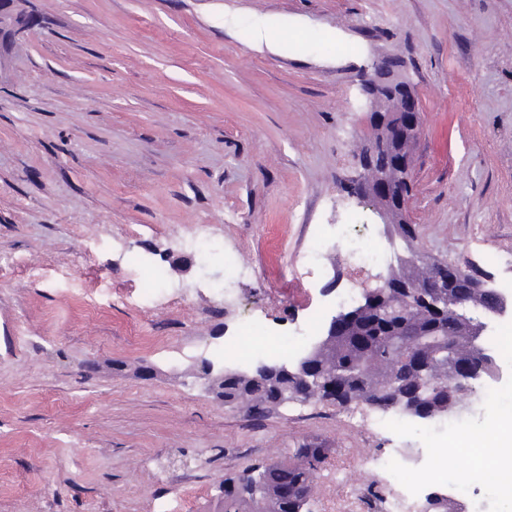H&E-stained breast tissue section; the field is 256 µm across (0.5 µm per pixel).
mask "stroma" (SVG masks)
Returning <instances> with one entry per match:
<instances>
[{
	"mask_svg": "<svg viewBox=\"0 0 512 512\" xmlns=\"http://www.w3.org/2000/svg\"><path fill=\"white\" fill-rule=\"evenodd\" d=\"M0 64V512H215L225 478L320 448L306 512H384L376 458L459 475L456 437L292 405L255 419L192 373L220 330L291 335L325 286L376 280L326 225L389 247L347 197L359 78L399 55L419 98L409 219L432 258L512 285V0H13ZM266 26L270 44L257 41ZM203 229L202 260L186 238ZM250 267L224 299L225 250ZM178 464H168V457ZM24 18L6 11L0 4V42L13 39L24 31Z\"/></svg>",
	"mask_w": 512,
	"mask_h": 512,
	"instance_id": "stroma-1",
	"label": "stroma"
}]
</instances>
